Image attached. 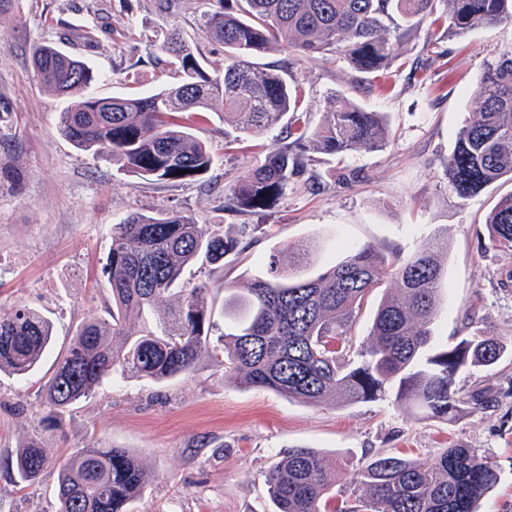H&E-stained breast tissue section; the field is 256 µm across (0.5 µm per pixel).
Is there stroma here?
<instances>
[{"mask_svg": "<svg viewBox=\"0 0 512 512\" xmlns=\"http://www.w3.org/2000/svg\"><path fill=\"white\" fill-rule=\"evenodd\" d=\"M215 0H13L0 12V313L24 304L53 325L54 345L36 372L0 373V512H55L60 462L80 448H125L149 473L128 512H274L266 477L281 453L306 446L348 465L402 453L418 463L444 448L477 449L501 474L480 512H512V361L467 366L462 393L491 392L488 403L449 421L425 420L388 401L310 405L233 379L227 366L201 356L191 372L165 383L132 375L108 379L72 411L56 414L43 386L58 353L89 315L107 317L112 295L103 272L112 226L128 214L174 208L200 224L241 236L242 253L224 258L222 281L245 288L265 275L271 256L290 246H319L309 268L322 272L346 247L373 246L409 256L420 240L448 237V260L436 346L455 345L476 328L512 335V250L490 244L485 217L512 183L462 201L448 189L446 163L473 111L487 63L512 50V25L464 37L421 24L400 47L404 65L382 86L363 83L333 56L301 58L280 47L258 57L261 68L298 83L318 121L335 94L385 116L391 141L337 161L319 157L263 212L228 211L224 189L287 146L289 118L258 138L238 137L223 112H208L195 135L214 161L199 179L159 183L92 158L58 131L68 99L47 91L34 69L33 46L50 43L98 74V96L139 95L173 84L155 59L164 36L179 29L201 67L224 69V50L203 37ZM356 170L345 183L341 168ZM475 312L479 326L465 316ZM46 448L38 484L19 482L11 461L30 439Z\"/></svg>", "mask_w": 512, "mask_h": 512, "instance_id": "35a3bbf8", "label": "stroma"}]
</instances>
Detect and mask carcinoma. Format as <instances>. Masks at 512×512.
Listing matches in <instances>:
<instances>
[{
    "label": "carcinoma",
    "instance_id": "1",
    "mask_svg": "<svg viewBox=\"0 0 512 512\" xmlns=\"http://www.w3.org/2000/svg\"><path fill=\"white\" fill-rule=\"evenodd\" d=\"M427 20L446 25L450 37L467 35L512 22V0H225L204 21L207 39L224 46L223 74L205 73L173 31L157 63L174 69L179 82L142 96L96 95L97 74L51 44L33 47L32 62L45 88L74 99L60 113L63 136L96 159L109 158L154 181L194 180L210 169L212 153L190 122L215 105L253 138L292 113L293 140L267 151L225 190L229 207L263 210L305 173V154L341 158L381 150L390 131L382 114L343 94L309 127L302 88L259 69L254 59L273 45L300 57L335 55L380 82L393 66H404L397 47ZM446 175L462 200L512 181V51L480 75L475 108L456 134ZM485 224L494 244L512 248V192L496 201ZM240 244L220 225L205 228L173 208L155 216L130 214L114 225L103 268L112 293L109 318L91 316L78 327L45 384L47 402L65 413L112 375L163 383L189 373L203 354L227 362L248 385L309 404L391 395L425 419L446 420L463 405L487 402L482 391L460 396L455 377L468 364L507 360L504 338L479 332L451 347H431L448 257V240L440 234L423 238L406 258L363 246L311 277L285 276L274 256L246 292L224 296L227 330L215 338L209 307L224 284H216L213 266ZM198 263L209 267L207 280L181 289V303L155 325L130 327L173 294L184 270ZM374 293L372 340L354 365L346 360L352 329ZM51 342V322L34 309L17 305L0 314V372L28 375ZM46 463L33 439L18 449L13 466L21 481L33 484ZM335 472L336 460L306 446L289 447L267 478L276 512H327ZM148 480L123 448H80L58 468L56 512H127ZM350 482L368 492L351 512H476L500 474L475 449L454 447L428 464L380 455L352 471Z\"/></svg>",
    "mask_w": 512,
    "mask_h": 512
}]
</instances>
